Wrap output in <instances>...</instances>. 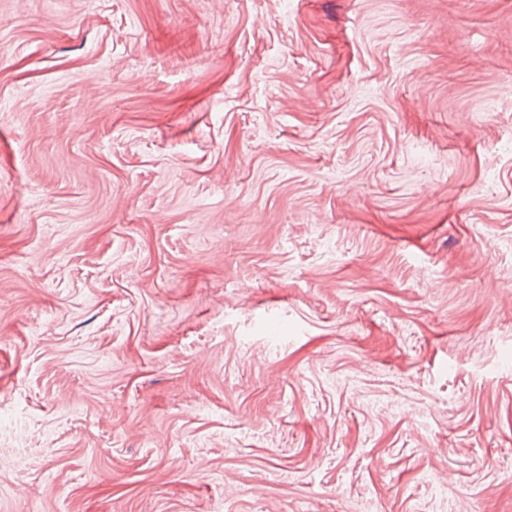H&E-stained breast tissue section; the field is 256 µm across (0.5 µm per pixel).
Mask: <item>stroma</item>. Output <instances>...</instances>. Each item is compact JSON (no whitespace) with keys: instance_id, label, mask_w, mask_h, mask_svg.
I'll list each match as a JSON object with an SVG mask.
<instances>
[{"instance_id":"stroma-1","label":"stroma","mask_w":512,"mask_h":512,"mask_svg":"<svg viewBox=\"0 0 512 512\" xmlns=\"http://www.w3.org/2000/svg\"><path fill=\"white\" fill-rule=\"evenodd\" d=\"M0 512H512V0H0Z\"/></svg>"}]
</instances>
